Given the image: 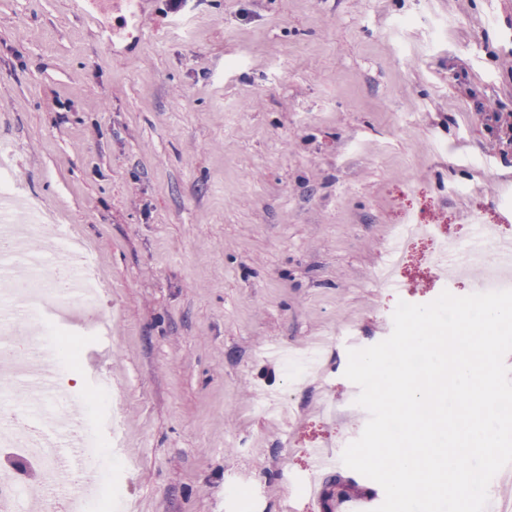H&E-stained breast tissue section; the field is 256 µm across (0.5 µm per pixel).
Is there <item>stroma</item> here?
<instances>
[{
    "label": "stroma",
    "mask_w": 512,
    "mask_h": 512,
    "mask_svg": "<svg viewBox=\"0 0 512 512\" xmlns=\"http://www.w3.org/2000/svg\"><path fill=\"white\" fill-rule=\"evenodd\" d=\"M0 0V155L29 209L96 255L100 315L58 302L83 345L63 412L112 381L123 512H308L301 486L379 491L321 444L369 419L348 352L390 336L398 301L466 296L414 262L375 268L397 224L512 235V0ZM327 340L322 373L287 380L274 344ZM343 412L328 415L325 401ZM242 488L235 500L230 486ZM512 114L504 115L503 112H490L486 115L487 122L496 129V147H504V145H512Z\"/></svg>",
    "instance_id": "stroma-1"
}]
</instances>
